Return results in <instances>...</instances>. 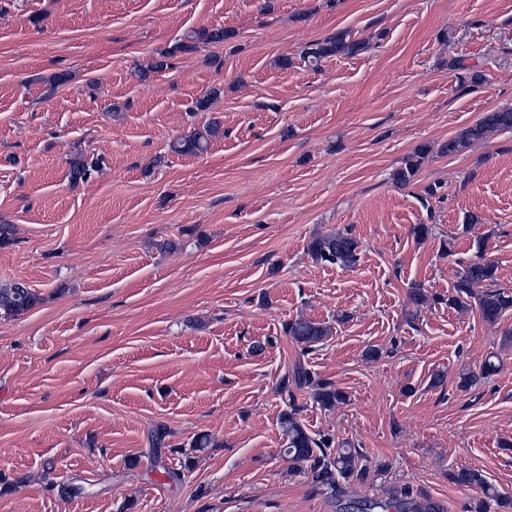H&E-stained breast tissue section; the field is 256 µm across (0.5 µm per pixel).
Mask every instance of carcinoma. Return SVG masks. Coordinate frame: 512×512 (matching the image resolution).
Here are the masks:
<instances>
[{"mask_svg": "<svg viewBox=\"0 0 512 512\" xmlns=\"http://www.w3.org/2000/svg\"><path fill=\"white\" fill-rule=\"evenodd\" d=\"M235 31L224 30L211 32L203 29L187 35V41L177 46L183 52L196 49L198 43H213L229 40ZM367 50V43L352 37L348 31H340L323 41L312 43L304 54L307 62L317 67L322 59L331 56H354ZM512 130V108L495 109L483 113L473 124L459 130L441 147L446 154L459 153L472 144L484 141L491 135ZM223 135L220 123L211 122L203 130H195L171 145V151L180 155H199L207 151L213 139ZM432 152L428 144L418 146L404 161V166L393 173L394 182L405 185L411 181L423 161ZM93 164L82 157L70 161V178L73 182L85 181L90 177ZM307 253L317 264L337 265L352 268L360 260V243L349 232L317 236L307 245ZM495 266L483 254L478 252L459 273L454 284V294L448 297V306L459 310L471 305L478 307L482 319L489 324L498 323L508 312L512 311V292L495 286ZM40 297L20 283L0 286V314L6 317H17L35 307ZM284 332L298 344L309 347L323 340L327 328L321 323L299 318L284 325ZM497 370L496 363L487 358L478 372H464L460 375L464 387L476 385L480 379ZM280 394L289 395V409L282 411L280 426L286 437L287 446L284 453L291 463V469L298 474L311 476L312 482L333 492L341 491L342 485H350L353 481L364 482L367 468L358 464V455L349 448H338L328 453L332 446L328 438H315L307 433L298 418L299 408L295 404L294 395L288 394V382L279 386ZM312 399L326 410L335 408L345 401L342 391L329 382L316 384ZM452 478L460 485L475 486L487 498H500L496 488L481 473L462 468L452 474ZM410 490L407 487H394L389 493V500L374 501L372 508H380L388 512L391 508L405 509L409 507Z\"/></svg>", "mask_w": 512, "mask_h": 512, "instance_id": "carcinoma-1", "label": "carcinoma"}]
</instances>
